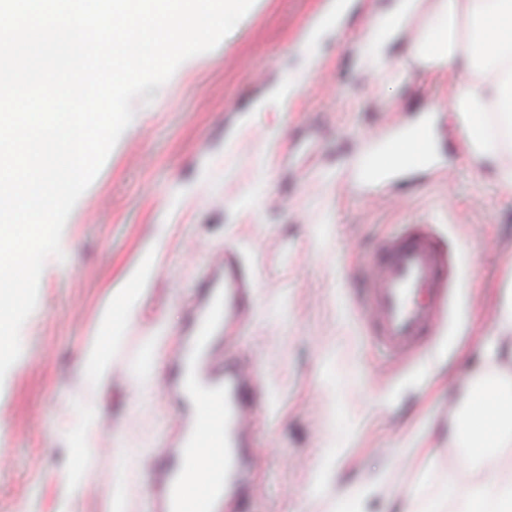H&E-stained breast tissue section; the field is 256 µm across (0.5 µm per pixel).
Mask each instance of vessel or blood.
Instances as JSON below:
<instances>
[{
  "mask_svg": "<svg viewBox=\"0 0 512 512\" xmlns=\"http://www.w3.org/2000/svg\"><path fill=\"white\" fill-rule=\"evenodd\" d=\"M378 136L354 176L388 182ZM454 264L432 223L408 225L362 258L353 302L367 339L393 357L422 352L448 319ZM186 324L165 358L160 391L173 432L151 474L152 512H237L250 482L254 421L266 404L257 363L236 357L240 329L256 308L253 274L235 244H225L199 277Z\"/></svg>",
  "mask_w": 512,
  "mask_h": 512,
  "instance_id": "b4317fda",
  "label": "vessel or blood"
}]
</instances>
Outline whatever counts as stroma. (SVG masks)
<instances>
[{"label":"stroma","mask_w":512,"mask_h":512,"mask_svg":"<svg viewBox=\"0 0 512 512\" xmlns=\"http://www.w3.org/2000/svg\"><path fill=\"white\" fill-rule=\"evenodd\" d=\"M327 0H255L212 51L183 62L135 115L77 201L49 258L22 353L0 381V512H56L71 455L62 435L82 386L81 351L110 291L157 248L145 297L111 362L128 372L140 343L164 356L181 332L200 273L235 243L251 267L257 307L239 354L257 361L268 407L254 426L247 512H402L418 494L438 500L460 460L448 418L473 354L475 314L492 323L512 276V193L476 173L444 104L467 77L431 72L375 92L351 46L329 41L319 70L287 109L253 114L297 62ZM433 116L439 162L370 190L347 161L396 124ZM261 189L253 208L250 193ZM433 222L455 253L448 323L422 359L388 370L350 302L355 258L406 225ZM109 435L90 449L79 512H150V474L172 427L161 395L134 380L97 395ZM377 492H368L370 483Z\"/></svg>","instance_id":"obj_1"}]
</instances>
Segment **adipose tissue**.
I'll return each instance as SVG.
<instances>
[{
    "label": "adipose tissue",
    "mask_w": 512,
    "mask_h": 512,
    "mask_svg": "<svg viewBox=\"0 0 512 512\" xmlns=\"http://www.w3.org/2000/svg\"><path fill=\"white\" fill-rule=\"evenodd\" d=\"M424 0H392L374 16L355 46L361 71L402 82L407 70L393 64L391 46L410 40V56L428 70H465L469 79L454 98L451 110L460 127L475 171L491 170L498 185L512 192V0H435L429 24L411 25ZM356 0H328L324 17L311 29L298 68L271 92L270 101L294 99L303 81L315 71L324 38H343ZM155 252H146L138 271L113 288L103 308L99 338L84 347L85 372L103 384L109 372L107 343H119L134 318L143 284L155 267ZM512 283L502 292L493 335L481 341L483 366L470 375L461 405L452 415L454 442L464 448L450 479L457 490L445 499V512H512V463L498 462L502 449L512 447ZM76 420L66 436L73 456L60 478L57 512H75L89 477L85 450L99 431L100 409L84 398L73 403Z\"/></svg>",
    "instance_id": "adipose-tissue-1"
}]
</instances>
